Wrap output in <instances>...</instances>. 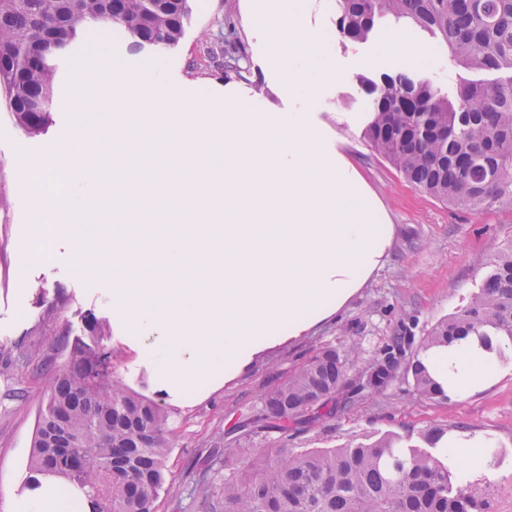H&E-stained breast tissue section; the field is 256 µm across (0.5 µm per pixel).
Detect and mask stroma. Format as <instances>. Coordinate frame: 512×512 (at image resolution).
<instances>
[{
  "label": "stroma",
  "instance_id": "1",
  "mask_svg": "<svg viewBox=\"0 0 512 512\" xmlns=\"http://www.w3.org/2000/svg\"><path fill=\"white\" fill-rule=\"evenodd\" d=\"M243 2L190 0L184 35L174 48L148 46L136 51L120 33L89 32L79 43L87 50V57L75 70L58 72L53 121L42 135H24L0 107V349L6 351L18 341L32 339L43 351H56L62 361L66 354L58 349L57 327L68 326L71 336L76 337L83 333L84 313L90 311L110 320L109 343L119 355L117 376L129 388L158 403L169 416L172 448L157 512H197L190 491L203 475L212 494L221 495L224 463L209 460L211 448L316 349L354 342L361 348L359 362L364 365L402 327H409L413 336H425L438 321L469 301L486 264L512 241V204L474 214L435 200L412 188L372 150L363 138L360 121L336 120L340 112H354L360 117L370 111L373 97L360 82L364 76L376 79L403 71L414 79H429L452 96L461 81L492 83L499 78L497 72L457 66L439 39L389 16L375 19L366 41L344 38L337 23L336 0H308L304 25L318 36L319 50L314 57L297 59L294 66L314 90L282 99L267 85L258 61L261 34L242 18ZM228 9L238 16L248 57L249 71L242 79L200 63L205 41L219 33ZM392 33L405 35L409 45L422 50L419 65L405 69L374 61L376 46ZM113 64L125 67L133 76L145 65H153L161 84L201 100L231 89L260 110L283 116L311 113L330 134L344 140L348 155L384 203L396 228L385 265L337 316L305 336L256 355L235 379L187 403L161 387L153 366L140 359L131 330L114 320L111 269L85 270L79 266L77 255L86 248V241L58 231L37 235L30 218L29 193L17 181L21 158L53 154L68 129L86 123V113L71 111L70 103L84 92L89 76L109 79ZM329 67L340 69V79L320 84L321 72ZM39 287L44 290L40 297L35 294ZM59 294L65 300L63 308L48 313V303ZM47 390L44 376L35 368L19 374L0 371V512H14L15 501L28 495L23 487L26 465ZM434 425L446 427L452 440L463 442L476 436L494 447L493 462L481 469L471 470L460 461L454 467L459 475L471 473L491 485L493 512H512V350L506 351L490 382L466 393H451L445 401L414 395L410 375L399 374L383 394L366 396L356 407L338 412L310 430L289 433L288 445L341 448L384 436L406 443Z\"/></svg>",
  "mask_w": 512,
  "mask_h": 512
}]
</instances>
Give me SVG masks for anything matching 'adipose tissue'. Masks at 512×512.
Wrapping results in <instances>:
<instances>
[{
	"mask_svg": "<svg viewBox=\"0 0 512 512\" xmlns=\"http://www.w3.org/2000/svg\"><path fill=\"white\" fill-rule=\"evenodd\" d=\"M304 8L305 0H249L247 4L249 22L266 33V72L291 95L307 87L304 76L293 68V60L313 54L319 44L300 24ZM423 358L441 382H452L459 393L487 383L498 369L495 360L467 342L450 350L427 351Z\"/></svg>",
	"mask_w": 512,
	"mask_h": 512,
	"instance_id": "1",
	"label": "adipose tissue"
}]
</instances>
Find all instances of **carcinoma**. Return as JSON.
Masks as SVG:
<instances>
[{"mask_svg": "<svg viewBox=\"0 0 512 512\" xmlns=\"http://www.w3.org/2000/svg\"><path fill=\"white\" fill-rule=\"evenodd\" d=\"M341 33L365 40L377 16L429 30L451 60L471 70L509 73L492 84L464 82L457 96L430 80L403 73L381 84L364 137L416 190L475 214L512 202V0H337ZM189 0H0V94L15 125L28 136L51 123L57 82L51 60L96 28L116 29L131 48H171L183 33ZM205 55L224 74L243 77L246 55L232 14ZM67 360L43 359L49 396L39 418L26 489L55 475L79 489L92 512H157L170 442L167 414L129 391L115 375L110 325L85 319L84 336L69 339ZM479 337L486 352L512 347V244L489 263L469 304L439 321L420 341L391 336L371 360L377 370L358 390L347 379L358 346L321 348L263 399L259 414L241 425L243 437L308 430L380 394L401 369L415 392L446 398L420 353ZM110 368L89 379L87 365ZM256 461L232 440L224 445V497L213 499L201 478L192 490L203 512H489L485 489L462 483L448 459L389 438L344 448H287L276 441Z\"/></svg>", "mask_w": 512, "mask_h": 512, "instance_id": "1", "label": "carcinoma"}]
</instances>
